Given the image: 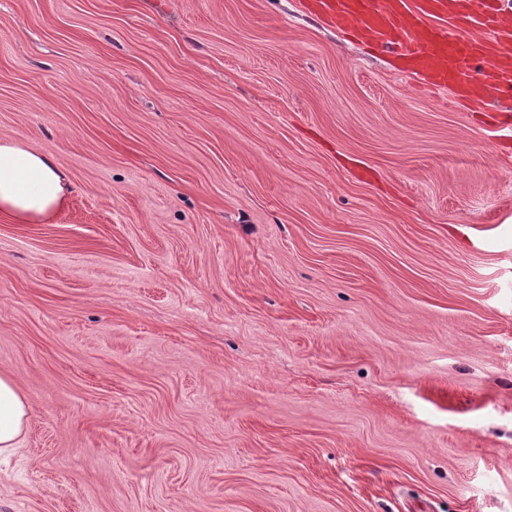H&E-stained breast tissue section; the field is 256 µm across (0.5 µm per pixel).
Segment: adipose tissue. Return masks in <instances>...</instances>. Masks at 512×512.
<instances>
[{
    "mask_svg": "<svg viewBox=\"0 0 512 512\" xmlns=\"http://www.w3.org/2000/svg\"><path fill=\"white\" fill-rule=\"evenodd\" d=\"M71 185L52 155L15 139H0V220L47 224L67 206ZM29 405L11 375L0 373V453L16 448Z\"/></svg>",
    "mask_w": 512,
    "mask_h": 512,
    "instance_id": "ef3b65f1",
    "label": "adipose tissue"
}]
</instances>
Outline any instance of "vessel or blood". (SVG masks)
Segmentation results:
<instances>
[{
  "instance_id": "1",
  "label": "vessel or blood",
  "mask_w": 512,
  "mask_h": 512,
  "mask_svg": "<svg viewBox=\"0 0 512 512\" xmlns=\"http://www.w3.org/2000/svg\"><path fill=\"white\" fill-rule=\"evenodd\" d=\"M331 26L350 29L401 57L424 85L481 102L512 99V20L499 0H309ZM485 37L466 36V29Z\"/></svg>"
}]
</instances>
